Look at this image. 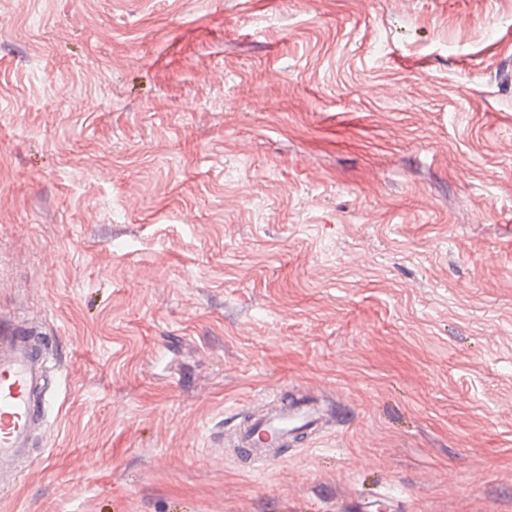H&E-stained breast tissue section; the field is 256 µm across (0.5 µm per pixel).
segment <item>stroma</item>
<instances>
[{
	"instance_id": "obj_1",
	"label": "stroma",
	"mask_w": 512,
	"mask_h": 512,
	"mask_svg": "<svg viewBox=\"0 0 512 512\" xmlns=\"http://www.w3.org/2000/svg\"><path fill=\"white\" fill-rule=\"evenodd\" d=\"M2 313L0 512H512V0H0ZM36 334L42 332L0 316V487L17 479L32 448L35 425L51 407V352ZM326 409L308 397L288 403V397L277 396L262 409L254 411L246 426H237L231 436V445L237 451L243 450L247 456L266 465L279 459L282 448L288 447V440L297 429L318 430L324 420ZM276 436L278 444L274 448H256L254 434Z\"/></svg>"
}]
</instances>
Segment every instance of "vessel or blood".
Returning <instances> with one entry per match:
<instances>
[{
    "label": "vessel or blood",
    "mask_w": 512,
    "mask_h": 512,
    "mask_svg": "<svg viewBox=\"0 0 512 512\" xmlns=\"http://www.w3.org/2000/svg\"><path fill=\"white\" fill-rule=\"evenodd\" d=\"M35 329L0 316V487L11 485L33 445V432L51 399L47 381L53 365L46 342ZM326 409L309 398L277 396L236 427L231 444L266 464L279 458L297 429L318 430Z\"/></svg>",
    "instance_id": "obj_1"
}]
</instances>
